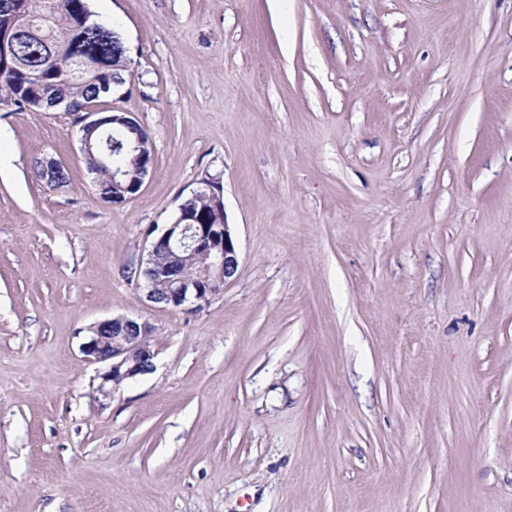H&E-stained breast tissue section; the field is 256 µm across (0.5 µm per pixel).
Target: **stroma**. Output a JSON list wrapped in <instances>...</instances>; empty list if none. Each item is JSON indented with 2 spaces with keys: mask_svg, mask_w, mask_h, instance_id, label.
I'll list each match as a JSON object with an SVG mask.
<instances>
[{
  "mask_svg": "<svg viewBox=\"0 0 512 512\" xmlns=\"http://www.w3.org/2000/svg\"><path fill=\"white\" fill-rule=\"evenodd\" d=\"M89 5L153 166L106 203L73 115L0 103V512H512V0ZM207 178L238 271L147 303ZM119 315L155 369L105 398ZM90 332L80 350L88 362L109 363L98 387L103 397H110L128 381L153 371L157 350L147 322L117 316L95 323Z\"/></svg>",
  "mask_w": 512,
  "mask_h": 512,
  "instance_id": "1",
  "label": "stroma"
}]
</instances>
